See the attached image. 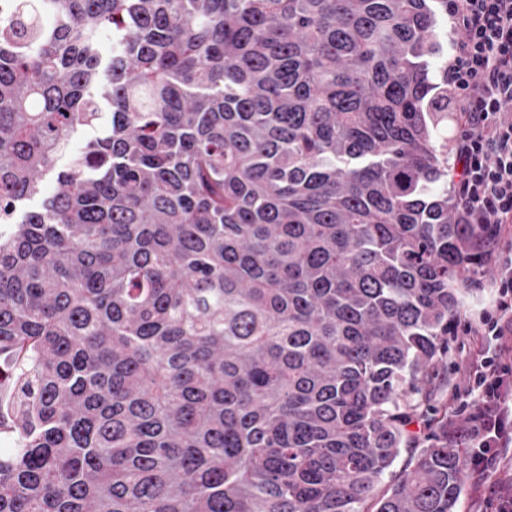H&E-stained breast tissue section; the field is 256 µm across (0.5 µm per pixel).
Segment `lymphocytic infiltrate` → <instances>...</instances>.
<instances>
[{
    "label": "lymphocytic infiltrate",
    "mask_w": 512,
    "mask_h": 512,
    "mask_svg": "<svg viewBox=\"0 0 512 512\" xmlns=\"http://www.w3.org/2000/svg\"><path fill=\"white\" fill-rule=\"evenodd\" d=\"M459 32L446 73L459 114L452 183L464 223L483 224L499 239L512 224V0H448ZM492 309L472 335L482 337L479 363L467 366L474 404L460 403V441L471 448L473 474L483 475L512 441V258L498 262Z\"/></svg>",
    "instance_id": "obj_1"
}]
</instances>
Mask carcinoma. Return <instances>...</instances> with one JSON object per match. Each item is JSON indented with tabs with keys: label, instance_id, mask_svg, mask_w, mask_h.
Returning a JSON list of instances; mask_svg holds the SVG:
<instances>
[{
	"label": "carcinoma",
	"instance_id": "cac0c4a2",
	"mask_svg": "<svg viewBox=\"0 0 512 512\" xmlns=\"http://www.w3.org/2000/svg\"><path fill=\"white\" fill-rule=\"evenodd\" d=\"M446 16L0 0V512H459Z\"/></svg>",
	"mask_w": 512,
	"mask_h": 512
}]
</instances>
